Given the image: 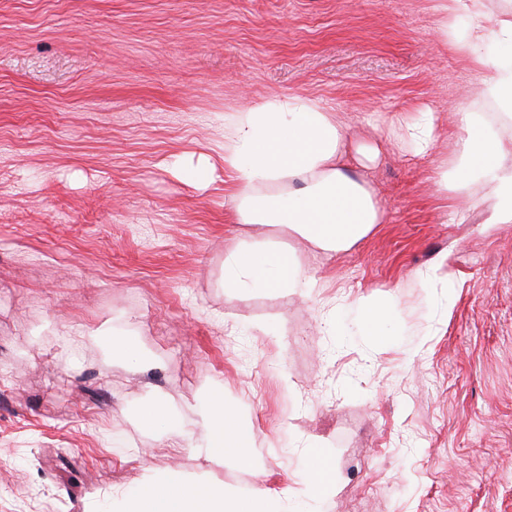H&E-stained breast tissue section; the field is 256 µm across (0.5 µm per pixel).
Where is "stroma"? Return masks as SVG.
Here are the masks:
<instances>
[{
  "label": "stroma",
  "mask_w": 512,
  "mask_h": 512,
  "mask_svg": "<svg viewBox=\"0 0 512 512\" xmlns=\"http://www.w3.org/2000/svg\"><path fill=\"white\" fill-rule=\"evenodd\" d=\"M447 3L0 0V512H125L172 465L284 512H512V224H485L482 173L433 185L449 104H493L439 38ZM291 95L381 150L385 219L335 253L235 223L232 177L200 190L172 169L212 152L226 110ZM424 105L431 154L384 139ZM254 243L289 250L306 287L228 285L225 255ZM217 394L255 468L204 462ZM314 448L334 489L304 479ZM361 304L366 315L365 324L369 335L378 341H385L387 333L383 327V309L369 298L363 300Z\"/></svg>",
  "instance_id": "obj_1"
}]
</instances>
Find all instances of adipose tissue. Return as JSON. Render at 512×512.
<instances>
[{
	"mask_svg": "<svg viewBox=\"0 0 512 512\" xmlns=\"http://www.w3.org/2000/svg\"><path fill=\"white\" fill-rule=\"evenodd\" d=\"M444 43L485 68L484 92L504 113L512 112V55L486 62L494 43L512 45V13L491 18L485 0H451L443 21ZM461 132L452 149V168L440 171L439 191L465 188L473 171L487 174L495 205L486 224L512 223V135L489 136L479 131L472 113L462 112ZM388 133H400L401 144L418 155L429 154L440 138L436 110L404 113L389 119ZM347 128L320 99L301 95L270 97L230 111L224 118L221 161L199 154L186 170L207 187L232 170L235 186L229 196L239 224H279L326 252L353 245L384 220V210L362 175L349 163ZM229 284L243 280L265 288H294L302 275L290 252L241 249L224 260ZM203 456L219 463L233 458L249 465V424L215 401L202 420ZM127 512H281L265 490L248 494L208 481L185 479L169 468L156 482L131 495Z\"/></svg>",
	"mask_w": 512,
	"mask_h": 512,
	"instance_id": "obj_1",
	"label": "adipose tissue"
}]
</instances>
